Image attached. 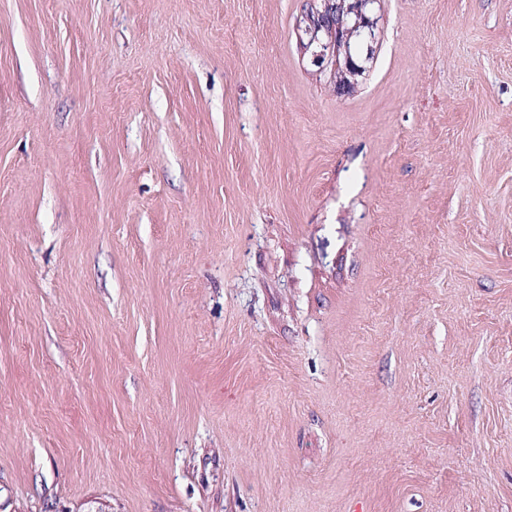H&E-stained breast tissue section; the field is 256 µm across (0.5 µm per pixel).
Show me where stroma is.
<instances>
[{
    "label": "stroma",
    "mask_w": 512,
    "mask_h": 512,
    "mask_svg": "<svg viewBox=\"0 0 512 512\" xmlns=\"http://www.w3.org/2000/svg\"><path fill=\"white\" fill-rule=\"evenodd\" d=\"M0 0V512H512V0ZM320 1L324 2V4L320 3V5H316V8L319 12L318 22L324 32H342L343 28H348V26L353 25L354 19L346 16L345 13L347 3L342 5L340 3L342 0ZM373 3L374 0H351L346 8L347 12L352 13L355 16L356 26H359L364 30L367 42L373 41L375 37L374 25L376 24V21L371 17V5ZM342 22H346V24H343V27L341 28ZM302 23L304 24V27L302 28L301 25H299V27L302 28L303 33L308 37V42L306 44H304L302 38H300L302 47L307 50L310 46L316 44L317 50L312 53V63L315 66L324 70L330 64H335V61H337L340 54H342L344 57L343 68L346 73L351 76H356L360 73L361 67L356 66L352 62L350 53L353 59L355 61L357 59L359 62L360 51L364 45L362 43L363 41L356 40V37L352 35L349 40V52L348 32H342V43L338 46L333 39L323 42L319 34L321 28L313 24L308 17H305Z\"/></svg>",
    "instance_id": "stroma-1"
}]
</instances>
